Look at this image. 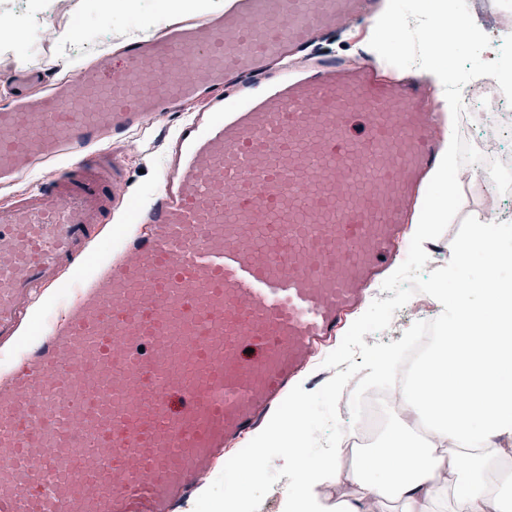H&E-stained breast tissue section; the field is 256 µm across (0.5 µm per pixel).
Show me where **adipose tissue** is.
I'll return each mask as SVG.
<instances>
[{"label": "adipose tissue", "instance_id": "obj_1", "mask_svg": "<svg viewBox=\"0 0 512 512\" xmlns=\"http://www.w3.org/2000/svg\"><path fill=\"white\" fill-rule=\"evenodd\" d=\"M492 247L512 262V225L475 224L459 247ZM490 265L477 285L447 299L448 323L414 371L406 413L429 422L433 445L417 447L401 430L388 434L353 476L338 459L294 454L299 482L288 512H323L325 488L348 485L344 512L391 494L402 512H512V280Z\"/></svg>", "mask_w": 512, "mask_h": 512}]
</instances>
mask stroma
<instances>
[{"mask_svg": "<svg viewBox=\"0 0 512 512\" xmlns=\"http://www.w3.org/2000/svg\"><path fill=\"white\" fill-rule=\"evenodd\" d=\"M228 0H208L202 14L212 17L223 13ZM381 12L392 13L399 25L396 35L385 36L376 20L351 23L318 47L319 53L335 55L354 64H381L386 75L413 76L423 71L428 60L425 33L434 17L432 0H381ZM186 0H176L173 9L156 15L152 0H126L124 12L107 14L100 0H46L40 12L21 17L20 30L40 27L49 30L48 38L20 47L22 61L0 52V85L16 68L37 69L58 77L76 78V61H94L119 49L130 39H144L162 27L201 14ZM83 15L97 38L85 47L67 43L64 34L72 15ZM185 115L170 112L154 120L146 129L134 133L111 150L124 163L127 178V211H134L156 190L164 171V144L170 139ZM80 284L74 268L64 269L58 285L43 289L31 318L24 322L19 339L0 345V369L16 364L25 341L36 339L50 320L58 319L76 297Z\"/></svg>", "mask_w": 512, "mask_h": 512, "instance_id": "stroma-1", "label": "stroma"}]
</instances>
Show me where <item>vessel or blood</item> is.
Listing matches in <instances>:
<instances>
[{
    "label": "vessel or blood",
    "instance_id": "1",
    "mask_svg": "<svg viewBox=\"0 0 512 512\" xmlns=\"http://www.w3.org/2000/svg\"><path fill=\"white\" fill-rule=\"evenodd\" d=\"M379 0H231L77 79L8 78L0 341L125 192L106 143L188 111L163 181L62 318L0 374V512H181L397 257L441 130L415 77L316 54ZM310 52L295 73L280 60ZM59 170V165L42 164L37 166L26 178L25 181L16 184L10 190L0 191V203L9 199L12 191H21L28 187L36 186L38 183L53 177Z\"/></svg>",
    "mask_w": 512,
    "mask_h": 512
}]
</instances>
